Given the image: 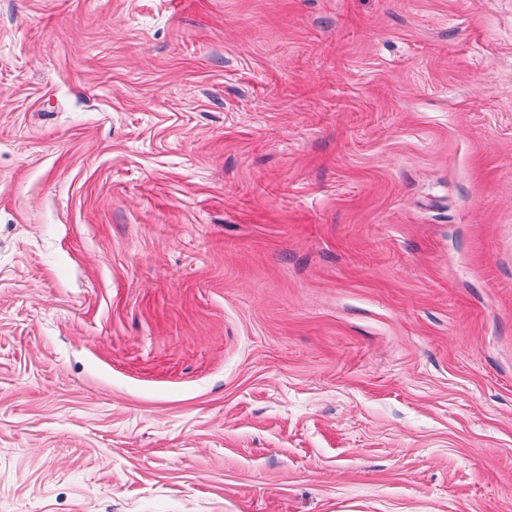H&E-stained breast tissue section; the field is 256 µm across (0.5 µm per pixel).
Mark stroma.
<instances>
[{"label":"stroma","instance_id":"35a3bbf8","mask_svg":"<svg viewBox=\"0 0 512 512\" xmlns=\"http://www.w3.org/2000/svg\"><path fill=\"white\" fill-rule=\"evenodd\" d=\"M0 512H512V0H0Z\"/></svg>","mask_w":512,"mask_h":512}]
</instances>
